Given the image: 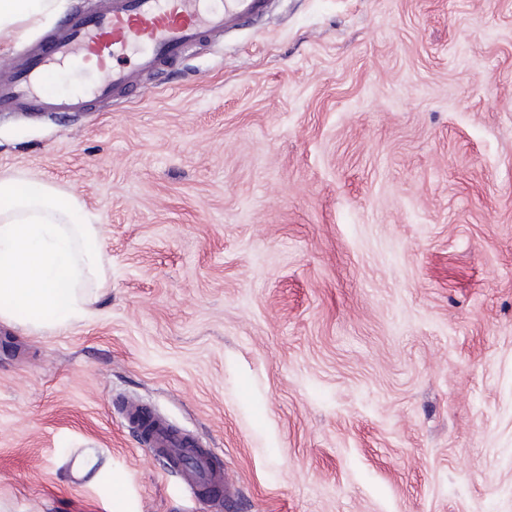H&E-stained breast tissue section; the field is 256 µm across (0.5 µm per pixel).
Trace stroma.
<instances>
[{
	"label": "stroma",
	"instance_id": "obj_1",
	"mask_svg": "<svg viewBox=\"0 0 512 512\" xmlns=\"http://www.w3.org/2000/svg\"><path fill=\"white\" fill-rule=\"evenodd\" d=\"M0 174L96 214L108 277L91 320L0 321V512H112L116 475L129 512H512V0H271L123 98L0 114ZM121 417L138 430L141 445L150 448L167 471L179 476L189 490L195 492L207 485L213 494H224V468L212 449L203 447L190 433L173 426L146 405L126 404ZM185 457H190L192 463L185 464Z\"/></svg>",
	"mask_w": 512,
	"mask_h": 512
}]
</instances>
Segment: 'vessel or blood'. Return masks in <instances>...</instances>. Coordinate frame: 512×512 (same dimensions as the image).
I'll use <instances>...</instances> for the list:
<instances>
[{"label":"vessel or blood","instance_id":"1","mask_svg":"<svg viewBox=\"0 0 512 512\" xmlns=\"http://www.w3.org/2000/svg\"><path fill=\"white\" fill-rule=\"evenodd\" d=\"M267 9V0H102L95 10L73 16L57 36L39 43L23 64L0 79V112L14 111L23 103L42 112L86 111L93 101L128 93L138 74L174 63L203 39ZM125 56L133 58V66L120 65ZM91 61L104 65V76L83 94L55 100L37 97L41 76L52 65L82 68ZM121 416L138 430L141 445L189 490L205 485L223 494L224 469L212 449L146 405H124Z\"/></svg>","mask_w":512,"mask_h":512}]
</instances>
